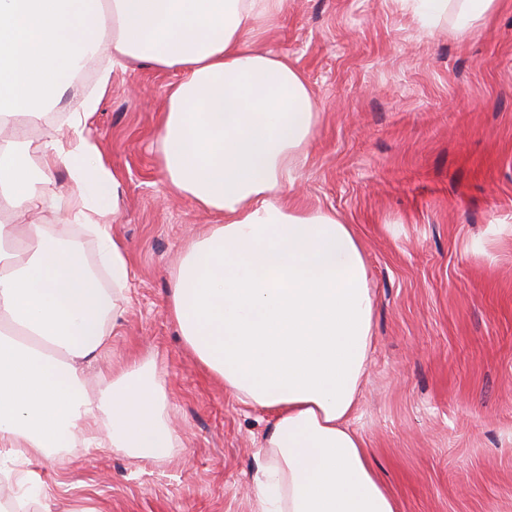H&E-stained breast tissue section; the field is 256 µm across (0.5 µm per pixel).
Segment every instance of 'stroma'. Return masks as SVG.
Instances as JSON below:
<instances>
[{"instance_id": "1", "label": "stroma", "mask_w": 512, "mask_h": 512, "mask_svg": "<svg viewBox=\"0 0 512 512\" xmlns=\"http://www.w3.org/2000/svg\"><path fill=\"white\" fill-rule=\"evenodd\" d=\"M306 75L320 123L288 198L354 225L376 295L354 427L400 512H512V0L465 35L401 0H288L265 35ZM70 86L51 128L88 121L123 180L113 234L130 301L86 374L155 366L177 446L165 460L68 448L28 464L33 512H254L263 413L225 393L168 318L183 246L216 215L174 194L157 133L175 72L111 65Z\"/></svg>"}]
</instances>
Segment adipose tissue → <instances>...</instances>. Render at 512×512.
Wrapping results in <instances>:
<instances>
[{"instance_id":"ef3b65f1","label":"adipose tissue","mask_w":512,"mask_h":512,"mask_svg":"<svg viewBox=\"0 0 512 512\" xmlns=\"http://www.w3.org/2000/svg\"><path fill=\"white\" fill-rule=\"evenodd\" d=\"M424 30L474 29L498 0H402ZM288 0H0V472L93 442L168 455L156 370L133 365L87 394L95 361L128 301L130 263L112 233L122 182L87 132V99L66 131L29 130L86 56L176 70L158 129L170 188L222 221L190 240L167 314L240 403L263 410L256 512H399L352 426L372 345L374 294L353 225L288 203L320 114L303 72L265 48ZM65 165L72 184L45 197ZM50 210L98 243L111 288L79 234L13 218Z\"/></svg>"}]
</instances>
